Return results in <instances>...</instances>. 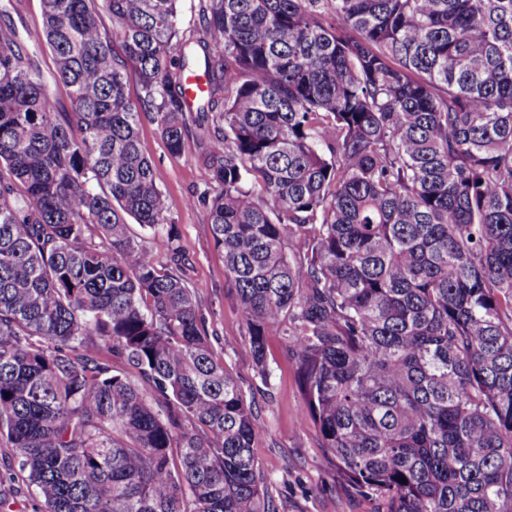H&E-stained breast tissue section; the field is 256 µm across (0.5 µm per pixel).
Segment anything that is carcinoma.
Returning a JSON list of instances; mask_svg holds the SVG:
<instances>
[{
  "label": "carcinoma",
  "instance_id": "cac0c4a2",
  "mask_svg": "<svg viewBox=\"0 0 512 512\" xmlns=\"http://www.w3.org/2000/svg\"><path fill=\"white\" fill-rule=\"evenodd\" d=\"M42 2L23 34L0 10V441L37 512H278L144 118L176 155L205 124L253 363L267 380L286 337L346 486L381 512H512V0H203L196 41L179 0H104L110 36L97 0ZM36 60L43 75V79L56 97L60 109L64 112H70L71 103L67 89L61 83L54 80L55 65L53 56L47 46L42 47L41 51L37 53ZM128 223L131 224L130 229L131 232L142 238L143 244L157 257L163 259L165 257L167 251V240L166 236L162 233H152L150 231L143 230L136 223L133 218H127Z\"/></svg>",
  "mask_w": 512,
  "mask_h": 512
}]
</instances>
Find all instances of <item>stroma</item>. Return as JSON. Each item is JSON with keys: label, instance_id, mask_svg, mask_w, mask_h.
Listing matches in <instances>:
<instances>
[{"label": "stroma", "instance_id": "35a3bbf8", "mask_svg": "<svg viewBox=\"0 0 512 512\" xmlns=\"http://www.w3.org/2000/svg\"><path fill=\"white\" fill-rule=\"evenodd\" d=\"M200 132L189 126L186 150L171 154L154 123L142 121L140 147L157 169L189 259L186 277L208 320L210 341L248 398L254 401V454L279 512H377V501L352 494L321 446L314 425H299L302 403L295 365L277 331L266 341L269 384H262L249 352L243 314L224 282V257L215 250L208 210L198 196L204 185L196 158Z\"/></svg>", "mask_w": 512, "mask_h": 512}]
</instances>
